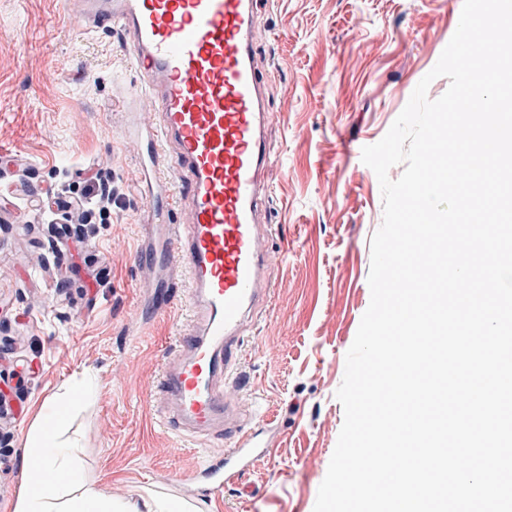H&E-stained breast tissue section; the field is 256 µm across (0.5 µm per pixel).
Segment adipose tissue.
<instances>
[{"mask_svg": "<svg viewBox=\"0 0 512 512\" xmlns=\"http://www.w3.org/2000/svg\"><path fill=\"white\" fill-rule=\"evenodd\" d=\"M26 466L33 477L25 482L13 506V512H177L164 501L143 505L130 498L107 496L91 483L71 480L63 484L69 472L70 446L55 440L42 421H35L25 436Z\"/></svg>", "mask_w": 512, "mask_h": 512, "instance_id": "1", "label": "adipose tissue"}]
</instances>
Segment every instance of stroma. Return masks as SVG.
<instances>
[{"label": "stroma", "instance_id": "1", "mask_svg": "<svg viewBox=\"0 0 512 512\" xmlns=\"http://www.w3.org/2000/svg\"><path fill=\"white\" fill-rule=\"evenodd\" d=\"M464 0H259L254 50L266 82L268 263L275 294L250 333L246 384L278 437L221 495L180 480L230 440L176 436L159 419L165 353L189 325L185 292L156 313L139 285L143 172L124 141L131 71L113 29L84 34L58 0H0V151L28 167L0 172V512L28 475L23 440L49 396L79 381L61 441L73 473L116 498L166 497L190 512H313L344 422L335 393L371 292L370 241L383 218L378 178L361 160L380 141L453 36ZM115 187L109 218L25 222L24 198L75 195L84 171Z\"/></svg>", "mask_w": 512, "mask_h": 512}]
</instances>
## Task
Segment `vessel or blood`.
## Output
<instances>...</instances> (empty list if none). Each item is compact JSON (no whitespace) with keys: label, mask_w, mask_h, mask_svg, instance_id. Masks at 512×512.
Segmentation results:
<instances>
[{"label":"vessel or blood","mask_w":512,"mask_h":512,"mask_svg":"<svg viewBox=\"0 0 512 512\" xmlns=\"http://www.w3.org/2000/svg\"><path fill=\"white\" fill-rule=\"evenodd\" d=\"M61 8L85 31L117 28L140 79L124 136L141 144L152 175L135 259L145 279L170 289L187 280L190 310L157 389L177 434L231 436L222 459H204L190 476L216 495L266 445L224 401L242 372L244 334L274 294L261 220L271 161L254 0H61Z\"/></svg>","instance_id":"obj_1"}]
</instances>
